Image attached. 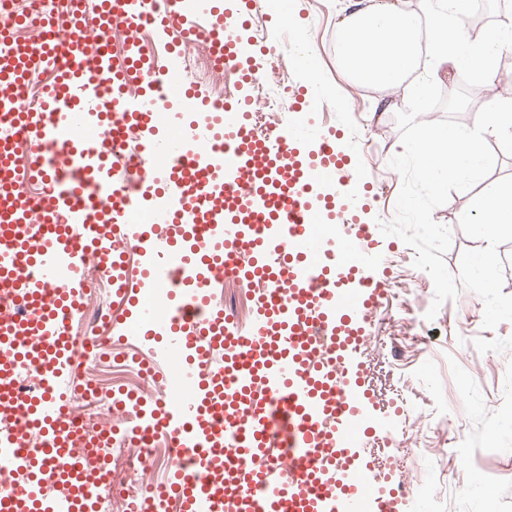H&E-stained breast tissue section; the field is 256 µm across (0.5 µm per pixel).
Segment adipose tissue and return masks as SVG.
Returning <instances> with one entry per match:
<instances>
[{
    "label": "adipose tissue",
    "mask_w": 512,
    "mask_h": 512,
    "mask_svg": "<svg viewBox=\"0 0 512 512\" xmlns=\"http://www.w3.org/2000/svg\"><path fill=\"white\" fill-rule=\"evenodd\" d=\"M468 0H347L336 23V62L357 83L406 85L422 98L431 80L463 68L473 88L499 80V56L512 48V23L478 41L462 31Z\"/></svg>",
    "instance_id": "obj_1"
}]
</instances>
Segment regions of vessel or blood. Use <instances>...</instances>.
<instances>
[{"instance_id":"vessel-or-blood-1","label":"vessel or blood","mask_w":512,"mask_h":512,"mask_svg":"<svg viewBox=\"0 0 512 512\" xmlns=\"http://www.w3.org/2000/svg\"><path fill=\"white\" fill-rule=\"evenodd\" d=\"M143 0H99L98 28L50 0L49 40H24L26 12L0 21V512H95L101 474L71 456L64 375L101 342L69 335L89 286L86 254L112 274V293L135 312L119 329L154 345L155 373L172 398L147 413L138 439L168 436L177 456L164 483L181 512H402L366 439L385 428L371 410L358 356L382 288L354 152L307 120L301 96L288 121L256 137L250 95L217 111L174 82L192 44L244 83L274 46L244 39L254 0H162L159 38L183 37L166 63L143 53ZM128 32L125 57L99 43ZM56 80L39 111L22 91L46 66ZM31 146L18 165L14 133ZM141 157L116 166L109 136ZM257 284L251 326L240 330L215 294L224 269ZM34 382L22 384L19 365ZM44 443L27 445V430ZM54 470L60 489L49 492Z\"/></svg>"}]
</instances>
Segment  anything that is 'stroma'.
Returning a JSON list of instances; mask_svg holds the SVG:
<instances>
[{
    "label": "stroma",
    "mask_w": 512,
    "mask_h": 512,
    "mask_svg": "<svg viewBox=\"0 0 512 512\" xmlns=\"http://www.w3.org/2000/svg\"><path fill=\"white\" fill-rule=\"evenodd\" d=\"M345 0H288L289 26L301 31L316 49L315 73L289 59L286 72L267 71L265 80L303 88L320 87L321 97L309 107L314 122H326L360 153L361 179L378 186L370 201L369 220H391L402 178L389 165L391 149L400 140L394 114L405 108L404 87L377 89L356 84L336 65V21ZM470 195L452 193L433 212L436 222L450 228L452 245L445 254L451 273H458L463 251L477 247L459 227ZM415 252L401 239L383 240L377 268L384 286L374 319L367 326V343L360 356L377 411L403 410V422L391 433L377 434L369 459L379 469L401 471L410 493L425 483L435 490L431 512H512V433L503 419L512 412V321L497 328L482 327L484 306L472 292L459 290L433 320L425 314L432 304L430 275L414 267ZM408 301L423 316L421 345L407 346L394 323L378 324L382 313ZM469 436V453L452 455L456 428ZM484 484L490 498L477 497Z\"/></svg>",
    "instance_id": "stroma-1"
}]
</instances>
